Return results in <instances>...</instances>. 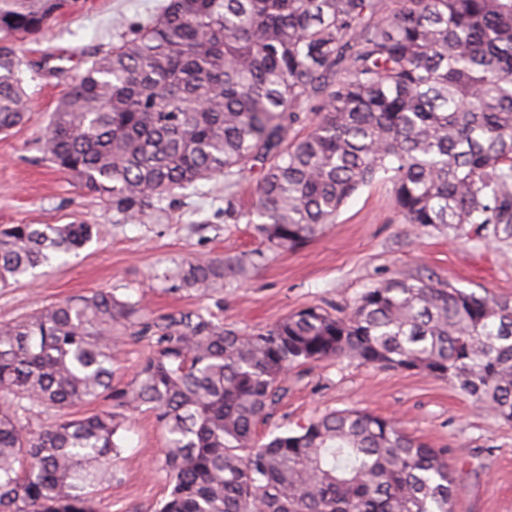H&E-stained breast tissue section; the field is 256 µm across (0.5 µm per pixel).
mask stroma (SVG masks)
I'll use <instances>...</instances> for the list:
<instances>
[{
    "mask_svg": "<svg viewBox=\"0 0 512 512\" xmlns=\"http://www.w3.org/2000/svg\"><path fill=\"white\" fill-rule=\"evenodd\" d=\"M164 2L75 0L37 39L18 44L32 117L0 134V227L78 220L95 231L80 255L51 277L0 288V323L97 289L142 298L152 318L196 309L204 299L182 290L173 276L189 256L254 260L245 279L217 293L225 325L245 333L313 305L350 310L366 290L398 276L512 299V224L413 227L399 217L384 181L360 188L311 241L280 252L267 248L255 225L225 219L223 177L177 191L133 219L57 170L40 151L50 112L95 57L133 38ZM345 409L394 420L443 450L457 477L454 512H512V421L417 371L346 360L298 367L257 435L266 440ZM126 427L116 476L98 487L97 506L100 512H156L171 491L158 469L162 430L148 412L131 413Z\"/></svg>",
    "mask_w": 512,
    "mask_h": 512,
    "instance_id": "1",
    "label": "stroma"
}]
</instances>
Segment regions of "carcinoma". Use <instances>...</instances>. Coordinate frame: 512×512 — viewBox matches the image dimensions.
<instances>
[{"instance_id":"obj_1","label":"carcinoma","mask_w":512,"mask_h":512,"mask_svg":"<svg viewBox=\"0 0 512 512\" xmlns=\"http://www.w3.org/2000/svg\"><path fill=\"white\" fill-rule=\"evenodd\" d=\"M60 0H0V134L31 118L15 42ZM302 136H288L302 115ZM59 170L130 216L218 174L224 213L293 250L379 174L407 224H512V0H166L95 59L47 121ZM265 164L250 204L238 177ZM94 225L0 230V288L91 242ZM248 273L191 257L181 286L207 297ZM142 299L98 290L0 324V512H97L126 412L155 414L172 489L159 512H452L445 454L396 422L326 413L266 442L256 425L302 364L349 360L446 380L512 420V302L422 278L368 289L349 313L310 306L264 332L208 306L151 321ZM146 337L112 388V348ZM110 399L95 414L68 410ZM52 423L29 430L34 413Z\"/></svg>"}]
</instances>
